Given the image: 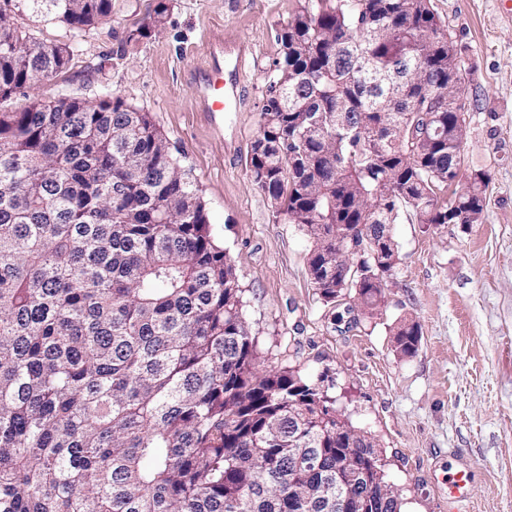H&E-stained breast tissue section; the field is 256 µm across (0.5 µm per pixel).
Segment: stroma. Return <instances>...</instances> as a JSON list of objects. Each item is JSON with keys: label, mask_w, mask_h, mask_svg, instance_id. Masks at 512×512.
Here are the masks:
<instances>
[{"label": "stroma", "mask_w": 512, "mask_h": 512, "mask_svg": "<svg viewBox=\"0 0 512 512\" xmlns=\"http://www.w3.org/2000/svg\"><path fill=\"white\" fill-rule=\"evenodd\" d=\"M164 1V23L147 37L137 31L157 0H112L111 21L78 34L25 17L39 40L79 41L80 54L0 109L107 93L149 112L237 271L261 367L301 375L375 440L402 512H449L452 468L470 475L461 512H512V0H431L466 70L464 169L490 180L478 223L427 229L405 212L392 224L398 262L372 311L354 288L322 298L310 237L276 219L250 177L277 33L307 0ZM215 39L246 54L245 104L225 113L220 134L195 111L187 79ZM405 322L419 330L412 355L395 342Z\"/></svg>", "instance_id": "35a3bbf8"}]
</instances>
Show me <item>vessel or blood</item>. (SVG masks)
Returning a JSON list of instances; mask_svg holds the SVG:
<instances>
[{"mask_svg": "<svg viewBox=\"0 0 512 512\" xmlns=\"http://www.w3.org/2000/svg\"><path fill=\"white\" fill-rule=\"evenodd\" d=\"M245 54L233 42L213 40L206 67L192 72L194 103L197 111L209 117L215 128H223V113L240 107L244 101ZM469 475L457 470L448 475V500L459 504L468 498Z\"/></svg>", "mask_w": 512, "mask_h": 512, "instance_id": "b4317fda", "label": "vessel or blood"}]
</instances>
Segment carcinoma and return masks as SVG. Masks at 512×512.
I'll use <instances>...</instances> for the list:
<instances>
[{
	"label": "carcinoma",
	"mask_w": 512,
	"mask_h": 512,
	"mask_svg": "<svg viewBox=\"0 0 512 512\" xmlns=\"http://www.w3.org/2000/svg\"><path fill=\"white\" fill-rule=\"evenodd\" d=\"M428 2L311 0L277 34L249 170L276 215L313 239L328 301L336 256L320 238L393 224L404 209L426 228L483 210L485 171L461 189L448 181L464 164L448 122L465 103L444 93L448 42ZM25 12L78 34L111 17L112 0H0V101L80 51L19 27ZM165 12L158 0L139 35ZM298 80L311 82L302 98ZM343 110L363 113L365 129L342 127ZM307 111L329 113L311 134ZM421 112L443 126L427 152L381 138L392 122L420 130ZM386 287L365 277L363 303ZM396 336L416 352V324ZM299 405L316 418L303 430L290 416ZM328 406L301 376L258 368L236 270L149 113L109 95L0 112V512H326L301 501L293 482L306 471L289 462L314 448L309 484L336 483L346 444ZM374 456L363 445L353 464L367 470ZM401 507L392 493L374 512Z\"/></svg>",
	"instance_id": "1"
}]
</instances>
